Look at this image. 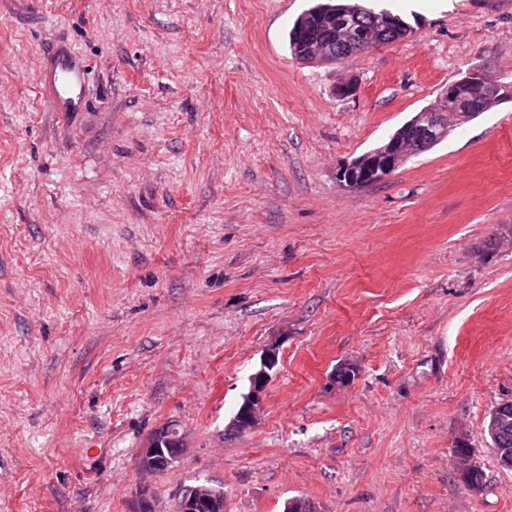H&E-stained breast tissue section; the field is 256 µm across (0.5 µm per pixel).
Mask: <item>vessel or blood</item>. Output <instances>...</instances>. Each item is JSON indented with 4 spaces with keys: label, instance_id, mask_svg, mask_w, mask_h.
I'll return each mask as SVG.
<instances>
[{
    "label": "vessel or blood",
    "instance_id": "1",
    "mask_svg": "<svg viewBox=\"0 0 512 512\" xmlns=\"http://www.w3.org/2000/svg\"><path fill=\"white\" fill-rule=\"evenodd\" d=\"M86 63L76 54L62 49L55 55L53 66L44 68L40 84L52 96L55 111L75 112L85 104Z\"/></svg>",
    "mask_w": 512,
    "mask_h": 512
}]
</instances>
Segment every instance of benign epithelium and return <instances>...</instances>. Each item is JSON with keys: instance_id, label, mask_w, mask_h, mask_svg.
Returning <instances> with one entry per match:
<instances>
[{"instance_id": "benign-epithelium-1", "label": "benign epithelium", "mask_w": 512, "mask_h": 512, "mask_svg": "<svg viewBox=\"0 0 512 512\" xmlns=\"http://www.w3.org/2000/svg\"><path fill=\"white\" fill-rule=\"evenodd\" d=\"M328 37L317 43L309 37L308 17L302 16L298 25V60L305 63L332 64L340 52L357 46L371 50L380 41L357 37L346 23L336 21V14L327 13ZM500 90L496 79L482 71H472L461 79L448 84L441 98L458 110L474 111L475 94L495 97ZM445 108H428L419 112L412 121L401 127L382 150L370 152L340 167L339 181L349 187H363L378 183L389 177L408 158L421 152L427 146L444 137L447 124L444 121ZM276 349L266 350L261 368L252 374L250 387L244 401L230 422L231 430L245 433L257 424L263 407L264 392L276 367ZM185 448L184 437L174 424H165L152 432L140 456L142 471L158 473L169 470L179 459ZM130 512H153L152 492L149 486L139 485L134 493ZM177 512H224V497L214 488L201 484L191 487L179 499Z\"/></svg>"}]
</instances>
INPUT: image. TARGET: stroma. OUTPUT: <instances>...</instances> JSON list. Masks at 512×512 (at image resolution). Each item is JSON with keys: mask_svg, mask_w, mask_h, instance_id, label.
Masks as SVG:
<instances>
[{"mask_svg": "<svg viewBox=\"0 0 512 512\" xmlns=\"http://www.w3.org/2000/svg\"><path fill=\"white\" fill-rule=\"evenodd\" d=\"M311 4L0 0V512H129L142 482L156 512L206 482L224 512H512V0H372L407 36L333 65L290 54ZM61 47L80 112L39 87ZM474 69L495 106L338 181ZM169 422L182 456L143 473ZM277 362L276 348H268L264 354L261 368L250 378L249 391L244 395V401L239 411L230 422L231 430L245 433L255 427L263 407L265 388ZM500 406L507 412L508 425L500 436L498 448L495 449L499 465L507 470L512 468V459L506 455H502L500 448H502L503 453L512 455V402L503 403Z\"/></svg>", "mask_w": 512, "mask_h": 512, "instance_id": "35a3bbf8", "label": "stroma"}]
</instances>
